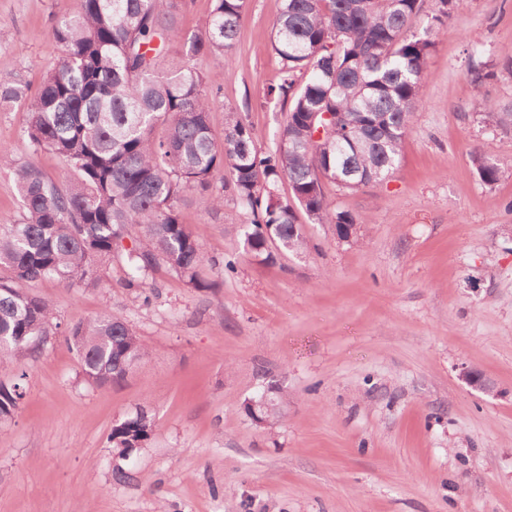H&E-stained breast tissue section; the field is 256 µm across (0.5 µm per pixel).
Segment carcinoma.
<instances>
[{
    "instance_id": "1",
    "label": "carcinoma",
    "mask_w": 512,
    "mask_h": 512,
    "mask_svg": "<svg viewBox=\"0 0 512 512\" xmlns=\"http://www.w3.org/2000/svg\"><path fill=\"white\" fill-rule=\"evenodd\" d=\"M181 0H78L50 34L60 57L36 92L0 73V109L31 101L27 137L36 150L63 158L70 177L61 187L34 165L15 168L23 222L0 226V365L38 351L53 335L54 312L32 285L57 279L71 288H103L96 261L122 250L130 226L139 244L125 251L129 275L141 281L162 263L197 289L236 270L235 258H208L179 203L188 195L211 210L223 196L216 179L249 212L243 250L274 265L302 256L310 240L297 212L312 224H331L350 241L365 218L336 208L325 184L341 190L380 185L396 171L404 142L422 108L421 89L441 28L460 0H282L272 32L280 77L265 98L288 103L275 149L264 152L238 113L229 112L224 138L209 123L211 100L195 61L216 67L232 61L246 0H214L204 30L186 36L177 25ZM180 60L161 69L170 53ZM480 112L512 130V106L485 100ZM325 128L321 139L314 138ZM471 161L480 180L512 179V164L476 149ZM230 179H224V164ZM288 183L282 196L279 184ZM85 380L120 383L132 362L148 353L140 336L109 310L66 330ZM21 378L0 379V422L17 413ZM258 393L245 411L259 425L281 417V400ZM156 430L139 407L112 428L119 459L129 458Z\"/></svg>"
}]
</instances>
